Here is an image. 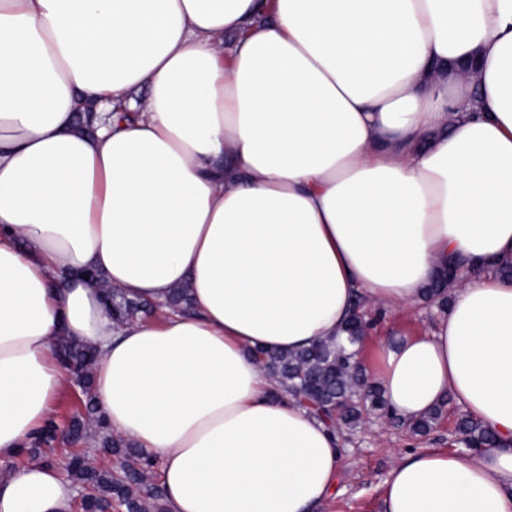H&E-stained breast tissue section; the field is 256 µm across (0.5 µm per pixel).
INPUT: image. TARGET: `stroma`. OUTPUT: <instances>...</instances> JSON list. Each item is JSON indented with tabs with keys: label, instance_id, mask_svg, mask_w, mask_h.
Returning a JSON list of instances; mask_svg holds the SVG:
<instances>
[{
	"label": "stroma",
	"instance_id": "obj_1",
	"mask_svg": "<svg viewBox=\"0 0 512 512\" xmlns=\"http://www.w3.org/2000/svg\"><path fill=\"white\" fill-rule=\"evenodd\" d=\"M439 311V306L422 302L396 311L373 304L364 306L365 318L371 324V340L361 350L366 368L372 371L378 366L375 338L428 332ZM465 413L462 405H448L423 436L412 434L406 425L388 418H366L350 435L337 492L320 512H382V485L402 456L417 448L460 450L456 423Z\"/></svg>",
	"mask_w": 512,
	"mask_h": 512
}]
</instances>
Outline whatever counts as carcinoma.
Wrapping results in <instances>:
<instances>
[{
  "label": "carcinoma",
  "mask_w": 512,
  "mask_h": 512,
  "mask_svg": "<svg viewBox=\"0 0 512 512\" xmlns=\"http://www.w3.org/2000/svg\"><path fill=\"white\" fill-rule=\"evenodd\" d=\"M457 282L458 278L443 275L427 289L426 296L442 298ZM152 313L153 308L146 303L112 292L113 317L130 321ZM367 330L368 325L361 313L356 312L348 323L346 346L322 341L296 351L255 348L251 354L274 383V394H289L298 403L308 406L331 430L341 434L356 428L373 412L387 413L382 389L366 379L358 359V347L363 343ZM57 353L61 365L84 387L86 417L76 420L74 427L83 433L87 424H96L100 448L115 457L133 461V467L116 476L108 468L91 466L78 457L70 458L67 469L71 478L76 484L89 485L93 489L88 512H111L116 501L122 504L125 512H167L163 489L151 482L155 461L134 443L113 435L94 401L92 388L96 350L88 344L62 341L57 346ZM441 415L442 408L438 407L427 416L409 423L411 433H428ZM53 426V419H48L20 455L39 459L47 465L55 464L56 459L47 448ZM458 431L469 451L478 452L495 441L494 434L473 418L461 420Z\"/></svg>",
  "instance_id": "cac0c4a2"
}]
</instances>
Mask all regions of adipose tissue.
Returning a JSON list of instances; mask_svg holds the SVG:
<instances>
[{
    "label": "adipose tissue",
    "instance_id": "1",
    "mask_svg": "<svg viewBox=\"0 0 512 512\" xmlns=\"http://www.w3.org/2000/svg\"><path fill=\"white\" fill-rule=\"evenodd\" d=\"M452 261L471 281L376 378L398 419L450 399L497 439L405 454L384 512H512V0H0V463L67 390L65 337L168 512H317L341 439L251 350L407 308ZM109 288L159 315L114 321ZM75 494L0 472V512Z\"/></svg>",
    "mask_w": 512,
    "mask_h": 512
}]
</instances>
